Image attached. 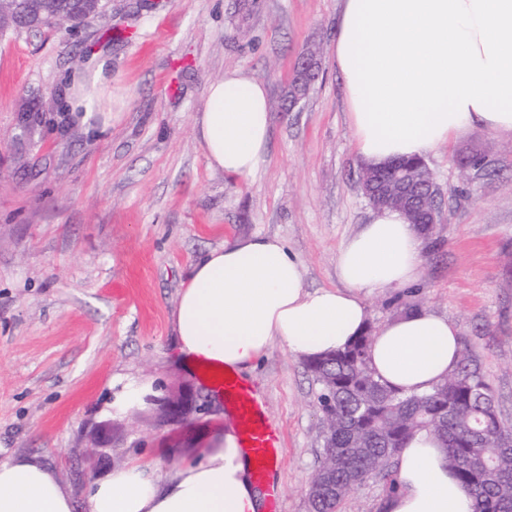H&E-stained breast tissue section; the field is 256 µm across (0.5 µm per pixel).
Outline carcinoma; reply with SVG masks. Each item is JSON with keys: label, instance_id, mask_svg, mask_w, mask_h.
I'll use <instances>...</instances> for the list:
<instances>
[{"label": "carcinoma", "instance_id": "cac0c4a2", "mask_svg": "<svg viewBox=\"0 0 512 512\" xmlns=\"http://www.w3.org/2000/svg\"><path fill=\"white\" fill-rule=\"evenodd\" d=\"M102 0H0V33L25 14L39 29L70 16L82 24ZM364 333L341 351L306 363L319 386L323 452L309 482L310 512H341L349 495L378 477L394 486L392 460L418 432L443 444L448 465L475 501L474 512H512V424L503 421L480 368L460 354L456 370L425 394L376 378Z\"/></svg>", "mask_w": 512, "mask_h": 512}]
</instances>
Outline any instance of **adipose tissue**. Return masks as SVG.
<instances>
[{"label": "adipose tissue", "instance_id": "1", "mask_svg": "<svg viewBox=\"0 0 512 512\" xmlns=\"http://www.w3.org/2000/svg\"><path fill=\"white\" fill-rule=\"evenodd\" d=\"M336 71L356 158L366 166L426 158L472 124L512 133V0H342ZM110 82L106 60L70 79V106L100 128ZM208 165L251 181L267 154L271 115L263 83L239 72L209 84L194 117ZM423 232L396 210L338 248V288L304 287L300 261L276 237L252 234L197 260L171 315L176 346L207 369L244 372L274 344L304 359L343 349L366 329L363 297L417 282ZM459 358L456 327L418 310L382 326L368 364L387 385L423 394ZM235 435L174 474L132 461L74 498L40 462L0 464V512H263ZM382 512H473L474 499L429 432L396 456V489Z\"/></svg>", "mask_w": 512, "mask_h": 512}]
</instances>
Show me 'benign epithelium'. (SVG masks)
I'll use <instances>...</instances> for the list:
<instances>
[{
  "label": "benign epithelium",
  "mask_w": 512,
  "mask_h": 512,
  "mask_svg": "<svg viewBox=\"0 0 512 512\" xmlns=\"http://www.w3.org/2000/svg\"><path fill=\"white\" fill-rule=\"evenodd\" d=\"M319 70V62L314 53L303 51L299 54L292 73L295 83L292 98L288 100V111H293L300 103L305 88L315 84ZM426 170L428 166L422 160L411 164L397 162L393 165L390 183L379 182L374 178L369 181L364 179L361 181V189L370 205L374 207L379 199L385 197L388 187H395L396 193L408 206L412 222L422 225L429 234L438 223V217L434 209L429 207L426 196L422 193L424 187L422 174ZM159 390L161 387L153 384L151 389L141 391L139 400L133 405L132 410L137 411L142 406L145 411L158 416L160 426L168 427L172 431L187 429L190 414L200 410L194 396L191 394H182L178 397L160 395Z\"/></svg>",
  "instance_id": "1"
}]
</instances>
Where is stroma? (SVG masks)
<instances>
[{
    "instance_id": "35a3bbf8",
    "label": "stroma",
    "mask_w": 512,
    "mask_h": 512,
    "mask_svg": "<svg viewBox=\"0 0 512 512\" xmlns=\"http://www.w3.org/2000/svg\"><path fill=\"white\" fill-rule=\"evenodd\" d=\"M340 0H106L71 29L0 35V463L28 457L74 493L133 458L164 472L236 433L228 403L192 414V445L153 417L112 409V378L165 391L215 389L174 347L170 318L192 264L254 233L284 240L303 284L337 288L340 243L373 208L334 64ZM321 76L281 109L301 51ZM112 70V122L73 119L68 81L97 57ZM238 71L265 84L272 134L246 183L210 169L194 139L210 82ZM32 131L23 134L22 109ZM487 156L483 173L463 156ZM426 163L441 221L416 286L367 295L378 331L407 307L448 318L512 423V135L471 127ZM281 432L283 512H308L322 452L318 387L305 359L274 345L244 375Z\"/></svg>"
}]
</instances>
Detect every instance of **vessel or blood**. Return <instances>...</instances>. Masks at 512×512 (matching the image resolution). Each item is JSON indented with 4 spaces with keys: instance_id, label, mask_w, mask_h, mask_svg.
Here are the masks:
<instances>
[{
    "instance_id": "vessel-or-blood-1",
    "label": "vessel or blood",
    "mask_w": 512,
    "mask_h": 512,
    "mask_svg": "<svg viewBox=\"0 0 512 512\" xmlns=\"http://www.w3.org/2000/svg\"><path fill=\"white\" fill-rule=\"evenodd\" d=\"M224 388V398L236 411L243 448L249 457L257 482L263 483L267 512H280V489L270 478L277 466L282 448L278 431L264 418L252 391L231 372L217 373Z\"/></svg>"
}]
</instances>
